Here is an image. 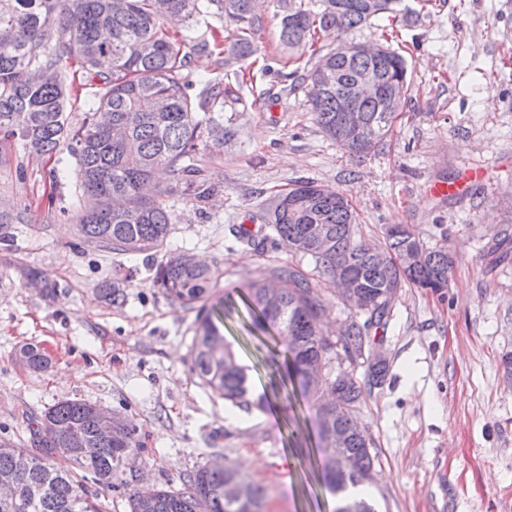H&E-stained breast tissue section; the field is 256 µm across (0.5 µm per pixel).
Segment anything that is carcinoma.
I'll return each mask as SVG.
<instances>
[{
    "label": "carcinoma",
    "mask_w": 512,
    "mask_h": 512,
    "mask_svg": "<svg viewBox=\"0 0 512 512\" xmlns=\"http://www.w3.org/2000/svg\"><path fill=\"white\" fill-rule=\"evenodd\" d=\"M400 0H288L281 20V40L291 56L301 59L313 45L317 30L346 33L382 14L396 11ZM174 15L187 22L176 37L165 27ZM228 18L236 31L212 40L192 36V28L209 17ZM259 18L251 0H0V134L14 138L38 155H59L64 143L76 160L81 195L77 232L86 243L104 250L162 255L153 283L169 299L189 309L199 308L190 349L191 370L215 396L251 411L264 400H251L247 367L224 340L219 324L224 305L198 307L210 300L215 275L208 265H173L166 242L173 224L171 206L159 192L146 190L154 172L166 168L185 179L186 189L205 199L210 187L198 173V142L221 128L214 113L224 111L230 94L224 76L215 72L199 80V91L184 71L190 64L187 46L198 53L218 52L224 62L243 63L255 54L252 34ZM344 84L371 69L384 82H407V62L394 52L374 60L331 51L324 55ZM89 75L88 120L72 133L65 111L71 96L69 63ZM314 66L303 78L307 109L317 124L352 157L361 158L391 136L399 107L382 99L360 104L365 126L348 141L337 133L339 95L318 90ZM316 183L301 181L278 196L267 215L275 237L288 249L308 255L330 278L340 274L336 252L346 255L348 270L361 277L359 291L364 322L352 321L342 340L349 354L372 352L367 330L387 324L392 301L404 285L418 288L448 285L452 259L445 246H427L406 224H390L381 246L357 240L354 207L343 193L312 195ZM321 231L331 246L311 250ZM416 248L424 254L415 267L399 263ZM246 305L254 323L275 330L279 341L269 359L279 366L285 356L287 379L294 389L319 400L331 399L318 412L334 417L333 429L345 436L341 448H321L323 477L335 497L334 512H379L377 501L360 493L371 479V439L355 413L363 402L362 386L347 373H328L319 383L307 375L318 361L328 364L333 345L320 327L324 305L306 277L292 267L271 268L249 282ZM22 365L42 372L50 364L39 348L19 350ZM389 365H368L367 384L382 385ZM48 427L33 432L31 448L0 438V485L17 493L0 498V512H103L98 494L85 482L126 488L125 465L140 449L137 429L126 420L110 439L97 435L90 403L62 400L41 418ZM247 480L231 460L202 466L181 479L127 496L129 512H261L264 491L249 483L250 495L237 499L232 484Z\"/></svg>",
    "instance_id": "carcinoma-1"
}]
</instances>
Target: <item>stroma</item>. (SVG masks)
Returning a JSON list of instances; mask_svg holds the SVG:
<instances>
[{"label": "stroma", "instance_id": "1", "mask_svg": "<svg viewBox=\"0 0 512 512\" xmlns=\"http://www.w3.org/2000/svg\"><path fill=\"white\" fill-rule=\"evenodd\" d=\"M282 14L265 0L246 69L191 55L189 79L218 72L232 93L223 142L199 147L209 199L190 195L179 175L155 179L174 212L167 251L211 264L217 297L266 267H295L324 303V334L335 342L358 310L310 258L266 240L262 216L277 195L309 179L349 196L365 243L408 224L428 245L447 246V288L404 286L387 326L368 331L390 364L357 414L375 458L368 491L383 512H512V0H402L398 13L349 32L369 43L394 33L410 83L392 138L359 159L322 132L289 79L313 61L289 59ZM472 166L486 175L464 195L429 194ZM79 194L72 155L59 162L0 137V213L13 218L0 226V437L30 447L48 407L81 399L135 422L133 465L151 483L251 453L261 460L248 475L264 490L263 512H333L319 479L315 402L281 392L272 419L213 396L190 370L195 311L153 288L148 254L78 237ZM234 224L254 226V244L239 242ZM114 281L123 303L101 293ZM250 325L240 310L224 338L260 396L277 374L269 337ZM26 344L50 357L44 372L21 365Z\"/></svg>", "mask_w": 512, "mask_h": 512}]
</instances>
